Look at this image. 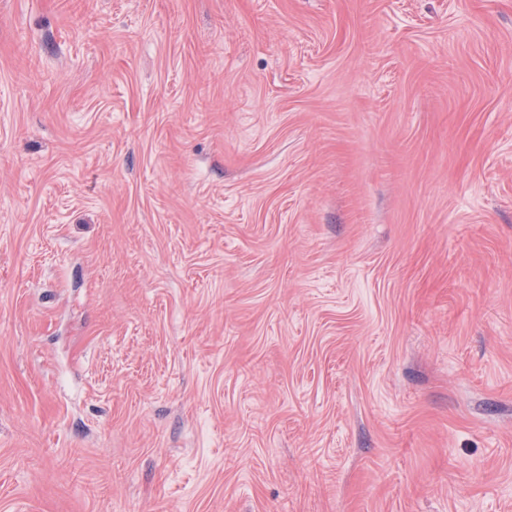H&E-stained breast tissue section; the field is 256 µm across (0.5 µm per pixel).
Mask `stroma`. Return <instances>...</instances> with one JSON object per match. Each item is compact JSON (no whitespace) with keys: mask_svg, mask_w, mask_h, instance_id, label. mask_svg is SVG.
Wrapping results in <instances>:
<instances>
[{"mask_svg":"<svg viewBox=\"0 0 512 512\" xmlns=\"http://www.w3.org/2000/svg\"><path fill=\"white\" fill-rule=\"evenodd\" d=\"M0 512H512V0H0Z\"/></svg>","mask_w":512,"mask_h":512,"instance_id":"35a3bbf8","label":"stroma"}]
</instances>
